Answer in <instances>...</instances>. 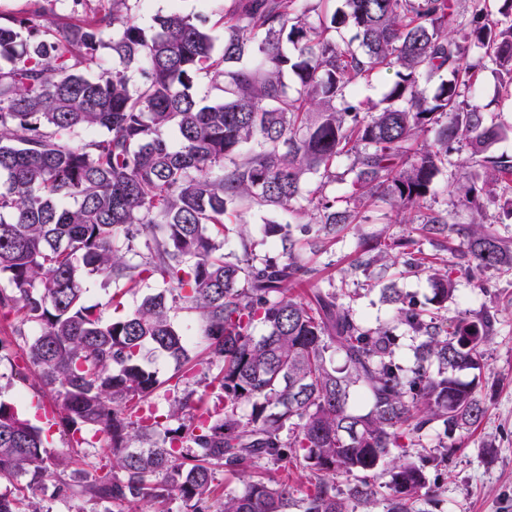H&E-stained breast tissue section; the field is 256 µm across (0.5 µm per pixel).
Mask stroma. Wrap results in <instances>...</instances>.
I'll list each match as a JSON object with an SVG mask.
<instances>
[{"label": "stroma", "mask_w": 512, "mask_h": 512, "mask_svg": "<svg viewBox=\"0 0 512 512\" xmlns=\"http://www.w3.org/2000/svg\"><path fill=\"white\" fill-rule=\"evenodd\" d=\"M220 6V0H134L132 8L145 27L152 24L155 15L171 10L206 15L211 33L219 41L224 37ZM476 100L493 122L512 125V102L501 99L498 79L490 71L478 76ZM242 219L256 243V254L276 255L279 247L264 238L263 228L268 224L288 223V213L273 208L248 209ZM377 234L393 238L413 236L420 241L428 261L449 256L439 243L430 241L420 225L389 224L375 212L366 210L361 223L351 225L310 254V264L317 268L318 275L295 287L294 292L306 298L316 288L332 284L337 292L349 293L357 319L373 328H392L399 343L396 357L406 365L412 360L416 341L404 327L395 324L394 306L385 300L384 292L394 288L424 304L432 297V285L426 274L407 273L404 256L395 251L368 269L359 268L360 237ZM455 278V294L443 310L448 324H455L460 314L475 316L488 308L496 310L499 324L486 347L481 371L463 374L467 380L479 377L487 413L478 427L455 434L456 446L448 451L447 468L429 471L428 478L437 484L438 493L426 509L427 512H512V269H491L478 278L459 271ZM21 320L17 311H0V338L5 341L0 348V382L8 385L9 396L22 409H47L52 405L51 390L37 380L24 349L10 341Z\"/></svg>", "instance_id": "obj_1"}]
</instances>
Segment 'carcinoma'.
Instances as JSON below:
<instances>
[{"mask_svg":"<svg viewBox=\"0 0 512 512\" xmlns=\"http://www.w3.org/2000/svg\"><path fill=\"white\" fill-rule=\"evenodd\" d=\"M54 2L31 0L20 18L0 12V279L9 284L0 309L31 326L15 340L51 387L50 420L68 441L50 453V429L0 390V481L13 485L0 492V512H45L50 485L103 506L92 512H172L175 500L188 512H292L299 503L301 512H418L436 495L428 470L456 447L448 436L486 413L475 381L460 373L481 369L497 313L443 326L439 311L455 292L444 259L429 266L433 309L387 289L394 321L418 339L406 368L397 336L365 326L336 290L290 293L318 274L291 225H265L275 257L255 254L243 225L239 253L225 254L224 239L243 207L286 209L308 219L301 234L314 223L329 237L384 204L430 235L463 237L457 258L478 273L512 264L489 222L492 210L512 217V156L488 153L512 128L474 103L485 69L512 96V0H339L333 11V0H226L219 53L193 14L173 10L145 29L130 0H74L85 15L65 23ZM102 50L117 65L96 75ZM382 72L392 74L383 97H359V81ZM200 74L210 78V104L191 93ZM79 131L92 136L74 149L64 137ZM427 132L431 141L419 143ZM463 142L471 162L454 192L475 208L466 229L446 210L421 212ZM342 156L350 192L330 198L324 188ZM139 236L145 252L131 263L116 242L130 251ZM360 247L367 266L389 244L372 235ZM90 277L168 288L106 319L123 294L87 304ZM175 304L198 316L216 365L213 406L196 389L193 339L171 320ZM148 347L175 365L165 413L150 405L165 382L144 359ZM358 399L362 412L351 406ZM88 430L107 436L109 452L80 462ZM430 431L437 448L412 459L407 449ZM288 459L314 477L299 501L262 472ZM218 469L242 485L216 508Z\"/></svg>","mask_w":512,"mask_h":512,"instance_id":"carcinoma-1","label":"carcinoma"}]
</instances>
